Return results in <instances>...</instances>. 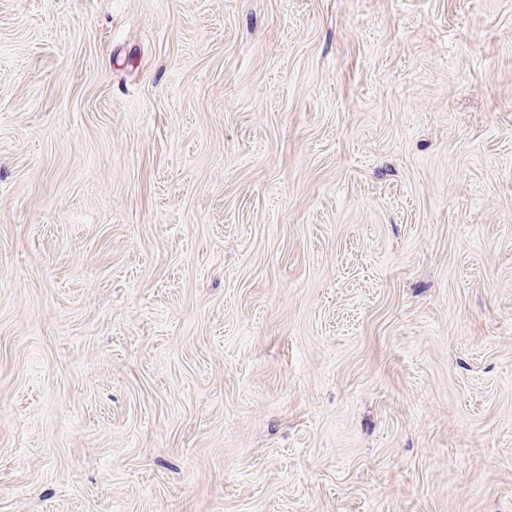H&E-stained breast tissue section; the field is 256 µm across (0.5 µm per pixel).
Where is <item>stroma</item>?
<instances>
[{
  "label": "stroma",
  "instance_id": "35a3bbf8",
  "mask_svg": "<svg viewBox=\"0 0 512 512\" xmlns=\"http://www.w3.org/2000/svg\"><path fill=\"white\" fill-rule=\"evenodd\" d=\"M0 512H512V0H0Z\"/></svg>",
  "mask_w": 512,
  "mask_h": 512
}]
</instances>
